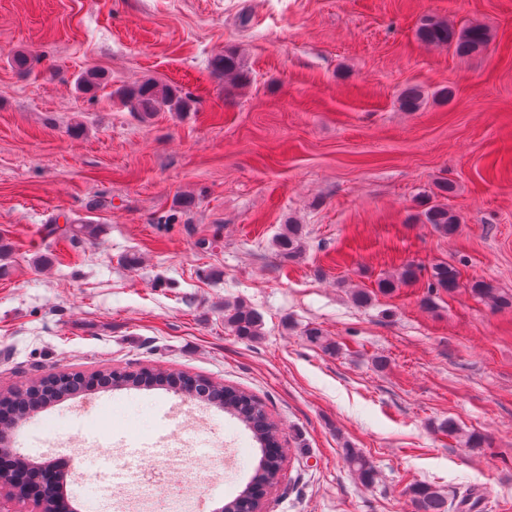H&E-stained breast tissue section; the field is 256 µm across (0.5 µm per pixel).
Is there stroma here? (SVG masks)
Returning a JSON list of instances; mask_svg holds the SVG:
<instances>
[{
    "mask_svg": "<svg viewBox=\"0 0 512 512\" xmlns=\"http://www.w3.org/2000/svg\"><path fill=\"white\" fill-rule=\"evenodd\" d=\"M427 17L490 40L456 55L420 40ZM17 51L37 56L31 74L8 64ZM225 54L241 63L230 79L213 70ZM89 70L99 88L76 90ZM146 78L190 110L132 111L116 92ZM426 200L459 215L454 233L426 223ZM0 241L1 394L62 369L201 376L254 395L279 429L266 512H416L418 482L448 512L474 491L512 512V308L469 290L512 295V0H0ZM409 263L416 282L378 292ZM443 263L460 286L431 292ZM237 304L261 338L225 328ZM100 394L39 411L12 448L43 462L81 438L162 446L176 428L172 388ZM202 413L190 437L217 475L186 512H216L261 457L228 413L193 400L184 418ZM449 418L458 434L439 430ZM472 432L487 447L467 448ZM72 494L170 512L134 483ZM408 491L418 512H448L447 497L431 485L413 484Z\"/></svg>",
    "mask_w": 512,
    "mask_h": 512,
    "instance_id": "obj_1",
    "label": "stroma"
}]
</instances>
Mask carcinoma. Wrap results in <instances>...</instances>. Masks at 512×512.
<instances>
[{"instance_id":"obj_1","label":"carcinoma","mask_w":512,"mask_h":512,"mask_svg":"<svg viewBox=\"0 0 512 512\" xmlns=\"http://www.w3.org/2000/svg\"><path fill=\"white\" fill-rule=\"evenodd\" d=\"M420 36L428 44L438 47H451L456 54L467 56L482 50L488 43V29L480 24L470 25L457 30L448 23L427 19L420 27ZM214 70L225 76L234 74L238 69L237 58L232 54L215 59ZM121 99L130 105L131 109L144 115H152L166 107L177 105L180 99L174 89L161 85L156 80L147 78L140 84L119 92ZM427 223L436 229L451 234L459 224L458 217L448 207L433 204L424 210ZM300 246V227L297 224L288 225V229L278 240L279 251L291 256ZM432 287L442 288L450 292L459 287L458 271L447 264L432 268ZM472 294L479 297H492L494 290L482 281H474L469 285ZM496 297V296H494ZM496 300L503 306L512 307V296L500 295ZM224 324L233 335L254 340L261 336L262 319L251 308L243 305L229 306L224 310ZM174 380L171 375L159 373H130L127 385L136 389H151L155 386H168ZM192 396L214 406H220L224 411L235 416L249 430L262 448H276L279 445L278 431L268 421L262 405L252 396L235 389H224V386L208 379L194 386ZM10 412L14 423L18 424L35 412L40 402V396L32 393V387L13 394L8 399ZM349 466L364 479L372 476V467L366 457L355 448L345 449ZM280 462L275 456L261 458L254 471L251 487L272 485L277 482ZM409 494L417 512H448V499L429 484L417 483L409 487Z\"/></svg>"}]
</instances>
